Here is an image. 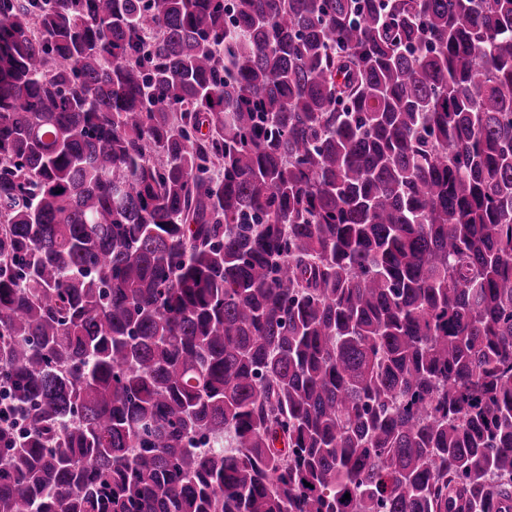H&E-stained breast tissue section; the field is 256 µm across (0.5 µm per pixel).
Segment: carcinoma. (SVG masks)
Returning <instances> with one entry per match:
<instances>
[{
  "mask_svg": "<svg viewBox=\"0 0 512 512\" xmlns=\"http://www.w3.org/2000/svg\"><path fill=\"white\" fill-rule=\"evenodd\" d=\"M0 400V512H512V0H0Z\"/></svg>",
  "mask_w": 512,
  "mask_h": 512,
  "instance_id": "cac0c4a2",
  "label": "carcinoma"
}]
</instances>
